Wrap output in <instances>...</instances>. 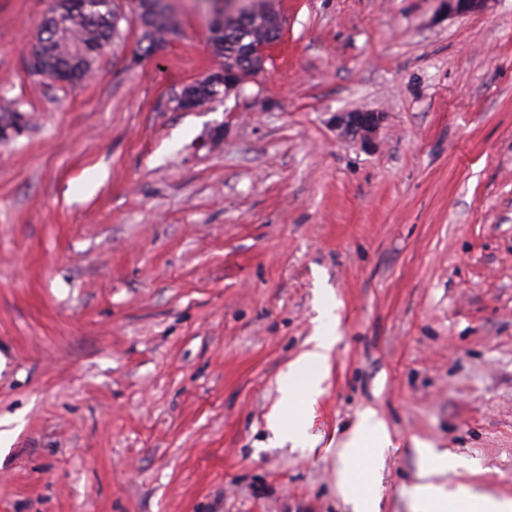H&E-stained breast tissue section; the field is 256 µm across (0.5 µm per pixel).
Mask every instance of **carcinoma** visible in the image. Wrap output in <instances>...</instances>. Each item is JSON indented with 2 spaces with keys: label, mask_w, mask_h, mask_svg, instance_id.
Returning <instances> with one entry per match:
<instances>
[{
  "label": "carcinoma",
  "mask_w": 512,
  "mask_h": 512,
  "mask_svg": "<svg viewBox=\"0 0 512 512\" xmlns=\"http://www.w3.org/2000/svg\"><path fill=\"white\" fill-rule=\"evenodd\" d=\"M58 11L62 22L50 17L42 23L38 36L42 54L37 63L29 65V70L46 84L56 83L60 74L67 71L76 86L89 78L97 58L120 37V18L103 0H62ZM137 13L147 52L180 30V23L165 0H139ZM266 26L261 15L242 14L240 20L226 23L224 10L219 9L209 27V46L225 63L249 68L252 59L236 32L241 28L258 32Z\"/></svg>",
  "instance_id": "carcinoma-1"
}]
</instances>
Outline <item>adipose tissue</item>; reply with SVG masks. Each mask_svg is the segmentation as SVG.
<instances>
[{
	"mask_svg": "<svg viewBox=\"0 0 512 512\" xmlns=\"http://www.w3.org/2000/svg\"><path fill=\"white\" fill-rule=\"evenodd\" d=\"M334 303H323L319 324L308 341V347L289 363L280 376L282 403L314 404L322 394L327 377L330 354L336 344L333 323ZM392 444L385 423L374 411L360 414L349 438L344 442L341 457L345 464L340 474L339 488L344 496L356 502V512H376L375 501L367 490V482L358 468L364 455L377 454ZM431 466L419 474L420 481L411 493L421 512H512V499H501L486 492H476L459 485L447 488L435 482L436 474L455 468L457 462L448 454H431Z\"/></svg>",
	"mask_w": 512,
	"mask_h": 512,
	"instance_id": "obj_1",
	"label": "adipose tissue"
}]
</instances>
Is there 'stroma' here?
<instances>
[{
    "mask_svg": "<svg viewBox=\"0 0 512 512\" xmlns=\"http://www.w3.org/2000/svg\"><path fill=\"white\" fill-rule=\"evenodd\" d=\"M133 12L79 86L27 59L52 0H0V512H354L361 412L378 512H414L417 444L512 497V0H273L264 69L191 111L217 69L210 0ZM381 113L373 145L337 113ZM332 299L339 339L278 442L279 377ZM136 8L141 26L144 29L142 41H146L145 55L152 54L154 45L167 40L170 35H177L180 23L175 14L170 10L165 0H138ZM159 3L160 9L155 7ZM296 415L293 419L290 416L283 418L278 406L272 411L269 423L278 436L302 444L308 439L307 429L304 427V421L299 417L300 411H297ZM392 445L385 423L372 410L360 414L349 438L342 445L345 464L340 474L339 488L344 496L356 502V512H376L375 501L367 491V482L358 468L365 454L375 455Z\"/></svg>",
    "mask_w": 512,
    "mask_h": 512,
    "instance_id": "1",
    "label": "stroma"
}]
</instances>
